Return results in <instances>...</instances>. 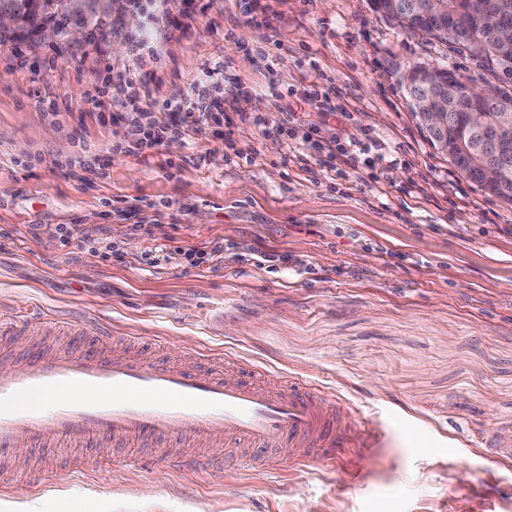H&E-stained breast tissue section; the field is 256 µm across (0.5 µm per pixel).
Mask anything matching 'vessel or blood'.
Listing matches in <instances>:
<instances>
[{"instance_id": "obj_1", "label": "vessel or blood", "mask_w": 512, "mask_h": 512, "mask_svg": "<svg viewBox=\"0 0 512 512\" xmlns=\"http://www.w3.org/2000/svg\"><path fill=\"white\" fill-rule=\"evenodd\" d=\"M66 399H58V392ZM346 402L334 389L302 376L286 375L255 362L218 372L208 357L194 368L148 363L115 353L32 354L24 371H0V445L30 439L107 438L129 441L160 436L176 442L228 444L222 466L205 455L171 454L174 469L193 466L213 478L228 466L271 472L282 464L275 442L287 439L290 468L331 460L348 449L352 433L371 455L380 428H342Z\"/></svg>"}]
</instances>
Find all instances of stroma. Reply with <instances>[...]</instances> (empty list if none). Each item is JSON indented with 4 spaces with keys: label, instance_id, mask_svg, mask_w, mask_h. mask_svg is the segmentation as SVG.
Wrapping results in <instances>:
<instances>
[{
    "label": "stroma",
    "instance_id": "stroma-1",
    "mask_svg": "<svg viewBox=\"0 0 512 512\" xmlns=\"http://www.w3.org/2000/svg\"><path fill=\"white\" fill-rule=\"evenodd\" d=\"M137 41L151 54H133ZM217 61L207 120L140 156L112 151L131 118L113 121L105 83L145 76L149 118L169 128L171 101ZM424 61L477 88L494 81L370 0H115L77 43L0 36V314L32 326L0 334V362L104 352L92 332L42 328L56 312L136 334L150 361L186 364L206 349L309 377L352 403L346 420L383 431L369 458L275 475L228 468L220 483L167 469V439L0 446V503L512 512V204L420 130L397 71ZM298 96L308 110L288 113ZM325 97L334 118L319 110ZM79 154L99 157L106 177L65 169ZM88 222L109 228L112 259L88 253ZM35 224L72 225L74 240L33 236ZM219 242L217 264L142 260Z\"/></svg>",
    "mask_w": 512,
    "mask_h": 512
}]
</instances>
